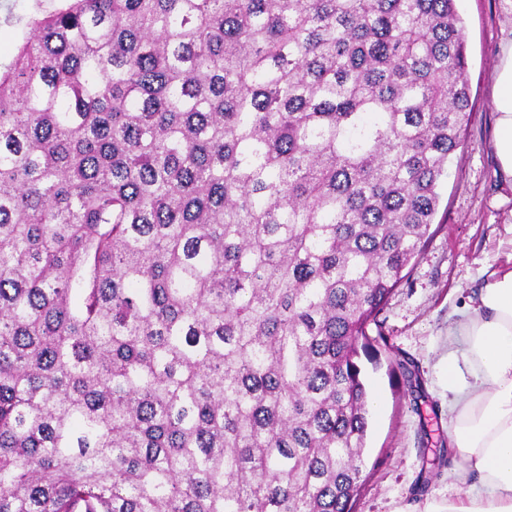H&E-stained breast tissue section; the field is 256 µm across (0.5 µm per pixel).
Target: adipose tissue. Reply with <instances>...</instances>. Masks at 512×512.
<instances>
[{"mask_svg": "<svg viewBox=\"0 0 512 512\" xmlns=\"http://www.w3.org/2000/svg\"><path fill=\"white\" fill-rule=\"evenodd\" d=\"M494 148L512 179V44L494 76ZM448 435L477 482L447 512H512V268L496 272L448 331Z\"/></svg>", "mask_w": 512, "mask_h": 512, "instance_id": "adipose-tissue-1", "label": "adipose tissue"}]
</instances>
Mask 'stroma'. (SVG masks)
<instances>
[{"label":"stroma","mask_w":512,"mask_h":512,"mask_svg":"<svg viewBox=\"0 0 512 512\" xmlns=\"http://www.w3.org/2000/svg\"><path fill=\"white\" fill-rule=\"evenodd\" d=\"M32 0H0V65L21 38ZM465 23L473 110L440 188L431 237L367 328L377 362H363L370 411L364 479L354 512H425L461 489L462 461L448 444V330L493 271L512 264V183L495 160L492 71L512 40V0H457Z\"/></svg>","instance_id":"1"}]
</instances>
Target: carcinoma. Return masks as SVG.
Instances as JSON below:
<instances>
[{
  "instance_id": "1",
  "label": "carcinoma",
  "mask_w": 512,
  "mask_h": 512,
  "mask_svg": "<svg viewBox=\"0 0 512 512\" xmlns=\"http://www.w3.org/2000/svg\"><path fill=\"white\" fill-rule=\"evenodd\" d=\"M33 2L0 512H352L366 329L471 116L457 0Z\"/></svg>"
}]
</instances>
